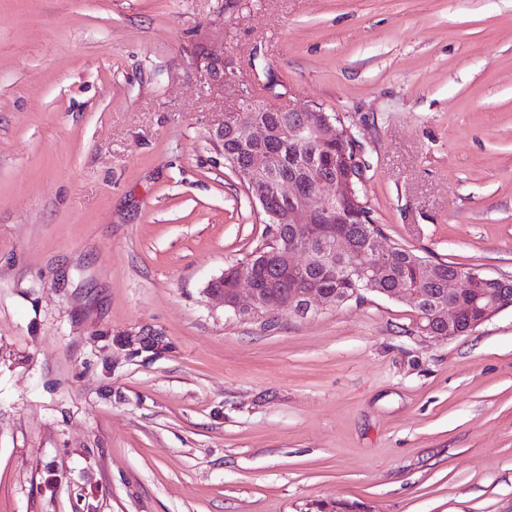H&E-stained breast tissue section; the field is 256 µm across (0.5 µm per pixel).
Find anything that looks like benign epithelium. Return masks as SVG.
I'll return each instance as SVG.
<instances>
[{
    "label": "benign epithelium",
    "mask_w": 512,
    "mask_h": 512,
    "mask_svg": "<svg viewBox=\"0 0 512 512\" xmlns=\"http://www.w3.org/2000/svg\"><path fill=\"white\" fill-rule=\"evenodd\" d=\"M204 71L213 84L224 86V58L213 56L205 58ZM246 108L239 106L233 117L224 122L219 131L232 129L242 144L263 143L268 140L270 131L267 126L257 120L245 116ZM288 112L289 137L298 141L310 142L322 137L328 128H335L336 121L320 107L311 106L305 109H286ZM242 179L250 188L251 200L259 211L267 210L270 200L282 202L277 213V228L288 227V239L280 240V233H275V254L278 258V269L290 277L300 276V264L295 255L300 252L298 239L319 242L317 247L307 248V259L313 265L326 262L330 251L349 255L354 250L353 240L333 224L344 223L345 215L341 204L344 200L354 197L355 189L352 177H325L316 184H305L296 176L286 179H275L269 173L265 157L255 155L246 169L241 173ZM324 214L329 224H315L313 218ZM383 236L373 234L369 240V252L380 262L390 265L398 261L400 251L395 245L382 244ZM235 286L230 292L224 291V276L212 279L206 290L219 295L224 303V311L240 319H259L267 316L268 308L279 304L285 310L298 317L319 314L328 308H336L353 299H363V293H370L394 300H404L416 308L426 303L427 324L422 332L433 337L451 339L470 332L492 316L512 307L508 298L498 292H491L477 301L465 302L457 294L473 286L475 280L496 283L502 288L512 286V280L494 277L481 271H469L459 267L448 274V295H437L425 298L423 293L406 285L393 288H380L375 279H369L366 288L354 289L351 293L329 294L308 283L302 288L294 289L290 294L271 299L257 286L254 272L249 267H239L234 273Z\"/></svg>",
    "instance_id": "benign-epithelium-1"
}]
</instances>
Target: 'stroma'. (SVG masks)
I'll return each instance as SVG.
<instances>
[{"label":"stroma","mask_w":512,"mask_h":512,"mask_svg":"<svg viewBox=\"0 0 512 512\" xmlns=\"http://www.w3.org/2000/svg\"><path fill=\"white\" fill-rule=\"evenodd\" d=\"M242 86L341 118L389 242L512 277V0H0V512H512V309L206 294L265 235Z\"/></svg>","instance_id":"stroma-1"}]
</instances>
